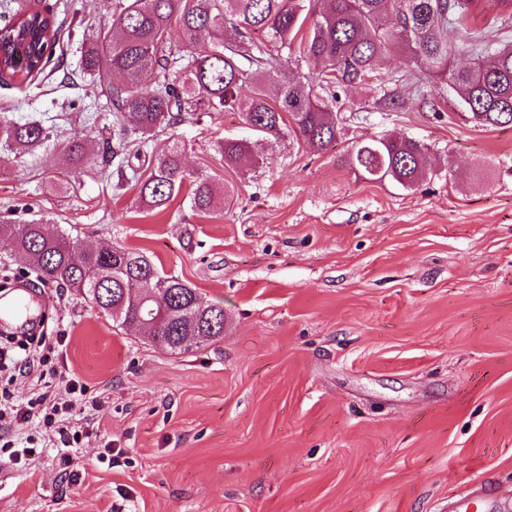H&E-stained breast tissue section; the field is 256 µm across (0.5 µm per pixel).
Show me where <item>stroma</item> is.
<instances>
[{"label": "stroma", "mask_w": 512, "mask_h": 512, "mask_svg": "<svg viewBox=\"0 0 512 512\" xmlns=\"http://www.w3.org/2000/svg\"><path fill=\"white\" fill-rule=\"evenodd\" d=\"M481 0L468 28L512 43V20ZM115 0H0V25L50 12L51 62L31 84L0 82V118L49 137L0 157V215L143 251L224 306L220 341L183 354L113 324L72 288L31 289L44 329H63L66 365L102 402L70 423L94 434L74 476L58 434L14 463L0 453V512H440L476 487L512 508V128L462 120L445 82L382 112L362 88L333 107L341 133L311 152L295 134L264 161L225 167L224 137L253 138L233 112H201L129 153L178 140L188 176L161 209L91 158L112 133L82 34L107 28ZM408 136L429 174L405 190L363 181L338 159L355 142ZM230 189L223 213L192 212L189 179ZM119 449L100 461L101 445Z\"/></svg>", "instance_id": "35a3bbf8"}]
</instances>
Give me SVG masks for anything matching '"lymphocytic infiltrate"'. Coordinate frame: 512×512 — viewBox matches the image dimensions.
<instances>
[{"mask_svg":"<svg viewBox=\"0 0 512 512\" xmlns=\"http://www.w3.org/2000/svg\"><path fill=\"white\" fill-rule=\"evenodd\" d=\"M65 331H57L53 336H24L9 338L0 347V375L7 385L0 389V440L7 437L15 426L37 424L41 429L57 432L65 447L59 457L63 472L74 469L72 449L80 447L88 431H75L65 424V418L73 410L97 411L101 408L98 397L89 394L85 385L69 374L61 360L67 345ZM63 383L67 400L59 402L43 393L36 397L20 399L11 392L10 386L18 377L27 376L32 369Z\"/></svg>","mask_w":512,"mask_h":512,"instance_id":"1","label":"lymphocytic infiltrate"}]
</instances>
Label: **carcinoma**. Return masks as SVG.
<instances>
[{
	"instance_id": "1",
	"label": "carcinoma",
	"mask_w": 512,
	"mask_h": 512,
	"mask_svg": "<svg viewBox=\"0 0 512 512\" xmlns=\"http://www.w3.org/2000/svg\"><path fill=\"white\" fill-rule=\"evenodd\" d=\"M478 0H119L112 25L85 39L82 71L106 86L112 105V140L102 143L101 160L140 179L141 201L166 206L185 173L184 146L174 141L158 153L143 177L124 145L132 134L150 138L196 112H236L267 139L294 132L314 153L336 142L340 128L314 85L279 53L302 36L300 49L319 66V87H361L375 77L391 51L410 55L419 69L444 80L458 96L455 105L477 127H512V45L502 48L470 34L477 58L451 69L463 50L450 30L466 29ZM182 43L172 41L173 31ZM55 19L28 12L0 28V73L22 82L43 73L56 38ZM153 73L147 83V73ZM123 76L112 81L114 74ZM250 95H241L245 80ZM403 96L383 91L374 105L393 111ZM47 138L37 123L0 121V142L15 151ZM260 141L226 138L224 165L260 161ZM427 146L411 137L388 136L357 142L341 162L362 180L414 187L426 175ZM190 208L210 213L217 197L208 178L192 180ZM22 254L40 279L102 300L101 310L120 312L122 324L144 314L126 295L129 288H164L165 312L153 340L173 352H188L224 336V305L207 303L180 278L159 271L143 252L116 245L88 251L78 237L44 222L0 218V245Z\"/></svg>"
}]
</instances>
